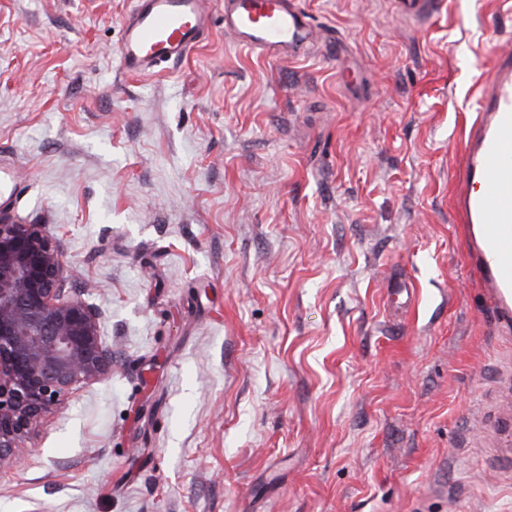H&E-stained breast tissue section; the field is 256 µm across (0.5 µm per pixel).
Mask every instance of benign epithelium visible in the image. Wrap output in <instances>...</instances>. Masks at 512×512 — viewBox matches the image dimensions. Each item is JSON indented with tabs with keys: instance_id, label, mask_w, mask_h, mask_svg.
Segmentation results:
<instances>
[{
	"instance_id": "obj_1",
	"label": "benign epithelium",
	"mask_w": 512,
	"mask_h": 512,
	"mask_svg": "<svg viewBox=\"0 0 512 512\" xmlns=\"http://www.w3.org/2000/svg\"><path fill=\"white\" fill-rule=\"evenodd\" d=\"M76 276L48 225L0 216V472L74 391L112 374L100 311L64 293Z\"/></svg>"
}]
</instances>
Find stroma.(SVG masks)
I'll return each mask as SVG.
<instances>
[{
	"label": "stroma",
	"mask_w": 512,
	"mask_h": 512,
	"mask_svg": "<svg viewBox=\"0 0 512 512\" xmlns=\"http://www.w3.org/2000/svg\"><path fill=\"white\" fill-rule=\"evenodd\" d=\"M258 55L121 71L131 0H0V162L112 374L0 512H512V336L452 208L512 0H297ZM403 282L405 309L387 303Z\"/></svg>",
	"instance_id": "35a3bbf8"
}]
</instances>
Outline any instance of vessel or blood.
Wrapping results in <instances>:
<instances>
[{"instance_id":"vessel-or-blood-1","label":"vessel or blood","mask_w":512,"mask_h":512,"mask_svg":"<svg viewBox=\"0 0 512 512\" xmlns=\"http://www.w3.org/2000/svg\"><path fill=\"white\" fill-rule=\"evenodd\" d=\"M206 0H135L122 26L121 69L149 75L179 62L204 41ZM224 28L238 44L274 55L304 42L308 25L291 0H225ZM482 105L464 136L465 170L454 206L468 226L467 261L482 282L496 319L512 328V54L494 55L481 91ZM20 192L0 169V214L9 215Z\"/></svg>"}]
</instances>
